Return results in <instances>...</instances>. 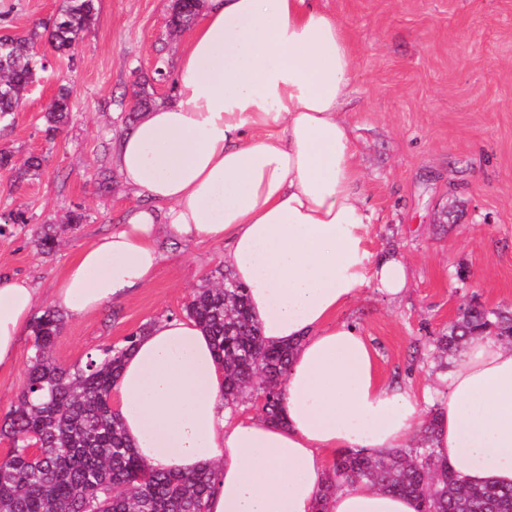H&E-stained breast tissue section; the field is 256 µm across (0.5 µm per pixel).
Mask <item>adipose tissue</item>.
Returning <instances> with one entry per match:
<instances>
[{"instance_id": "adipose-tissue-1", "label": "adipose tissue", "mask_w": 512, "mask_h": 512, "mask_svg": "<svg viewBox=\"0 0 512 512\" xmlns=\"http://www.w3.org/2000/svg\"><path fill=\"white\" fill-rule=\"evenodd\" d=\"M354 77L343 23L316 0H210L175 72L172 100L140 115L114 163L145 198L80 250L53 302L82 316L147 286L173 240L220 242L271 345L295 344L282 419L231 414L213 343L186 317L141 336L112 390L150 466H217L206 512H316L337 453L408 447L426 416L411 388L382 381L374 348L337 312L371 285H407L396 254L374 257L357 148L341 114ZM37 305L27 279L0 278V372L15 368ZM434 446L466 483L512 487V345L473 338L438 378ZM329 512H418L416 499L355 481Z\"/></svg>"}]
</instances>
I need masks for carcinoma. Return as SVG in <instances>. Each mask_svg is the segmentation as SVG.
<instances>
[{"instance_id":"1","label":"carcinoma","mask_w":512,"mask_h":512,"mask_svg":"<svg viewBox=\"0 0 512 512\" xmlns=\"http://www.w3.org/2000/svg\"><path fill=\"white\" fill-rule=\"evenodd\" d=\"M46 28L56 50L71 48L96 15L95 0H65ZM43 34L32 30L0 40V119L6 120L38 80L35 44ZM70 90L60 88L47 107V132L69 116ZM19 183L36 176L41 161L30 156L22 165L0 152V170ZM33 238L44 255L61 239L51 224H36ZM213 282L197 289L184 306L185 316L212 337L224 366V405L237 411L256 390L268 394L260 411L281 420L279 398L294 347L266 343L248 308L246 288L228 269L216 270ZM62 321L48 309L34 318L33 345L25 379L0 421V436L10 448L0 464V512H205L216 472L205 467L192 475L151 470L127 439L110 396L124 359L144 326L118 344L97 349L82 364L66 367L52 356ZM473 336L512 343V311L469 305L448 330L433 338L435 358L456 355ZM436 416L415 444L385 457L344 451L326 473L317 499L319 512L344 484L365 480L383 490L418 500L420 512H512V487L470 486L436 454ZM38 445V458L28 453ZM151 470L149 481L139 475Z\"/></svg>"}]
</instances>
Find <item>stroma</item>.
I'll list each match as a JSON object with an SVG mask.
<instances>
[{
  "instance_id": "stroma-1",
  "label": "stroma",
  "mask_w": 512,
  "mask_h": 512,
  "mask_svg": "<svg viewBox=\"0 0 512 512\" xmlns=\"http://www.w3.org/2000/svg\"><path fill=\"white\" fill-rule=\"evenodd\" d=\"M64 0H0V29L27 34ZM346 27L355 74L343 116L358 149L362 202L374 255L398 252L409 272L392 300L366 287L338 313L375 348L384 381L432 386V336L468 303L512 310V0H320ZM172 0H96V18L72 55L47 39L45 71L23 106L0 124V151L42 159L18 184L0 176V214L24 211L28 225L0 235V274L28 279L39 308L77 253L141 205L112 161L126 107L146 91L171 101L178 58L192 32L172 33ZM166 81H158L157 70ZM71 89L72 117L47 135L45 108ZM54 256L39 254L30 225L68 223ZM161 265L146 287L95 313L64 315L53 348L72 366L141 326L179 316L192 293L224 263L220 243L160 238Z\"/></svg>"
}]
</instances>
